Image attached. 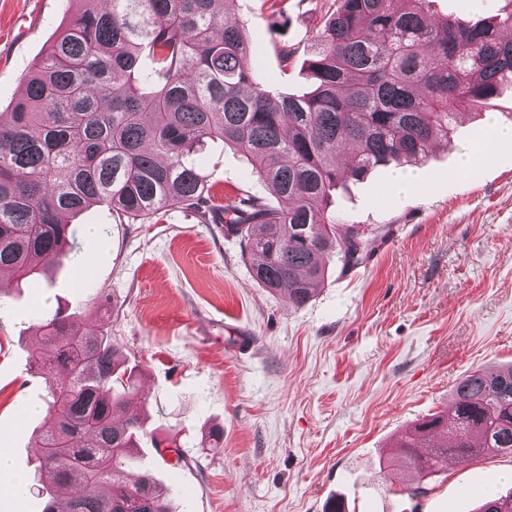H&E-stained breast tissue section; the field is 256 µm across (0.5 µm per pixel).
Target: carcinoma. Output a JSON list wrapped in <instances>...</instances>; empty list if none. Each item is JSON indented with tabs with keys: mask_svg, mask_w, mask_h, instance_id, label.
<instances>
[{
	"mask_svg": "<svg viewBox=\"0 0 512 512\" xmlns=\"http://www.w3.org/2000/svg\"><path fill=\"white\" fill-rule=\"evenodd\" d=\"M69 2L73 18L0 120V278L16 282L42 274L40 256L72 248L68 218L93 205L122 224L176 208L219 215L254 279L302 306L332 254L350 268L366 247L354 224L339 236L332 192L374 167L427 157L460 111L490 109L512 89V40L500 36L512 10L472 23L429 18L427 0H336L308 60L312 89L284 95L254 81L244 28L223 0ZM214 140L247 158L277 204L209 194L189 155ZM39 329L28 362L47 376L52 425L37 448L55 492L42 512H168L153 474L130 473L146 435L133 405L137 365L111 336L60 312ZM438 428L449 445L432 440ZM498 453H512V365L466 375L448 417L412 426L390 451L417 473L412 499L448 458ZM476 512H512V491Z\"/></svg>",
	"mask_w": 512,
	"mask_h": 512,
	"instance_id": "cac0c4a2",
	"label": "carcinoma"
}]
</instances>
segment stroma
Returning <instances> with one entry per match:
<instances>
[{
  "mask_svg": "<svg viewBox=\"0 0 512 512\" xmlns=\"http://www.w3.org/2000/svg\"><path fill=\"white\" fill-rule=\"evenodd\" d=\"M334 9L225 5L245 28L255 81L296 95L310 88L305 61ZM70 11L67 0H0V113ZM495 124L512 125L511 90L490 114L460 117L448 145L417 164L414 190H394L389 167L339 187L330 214L374 236L357 266L332 257L299 308L254 280L238 238L192 212L153 224L119 223L104 205L77 215L75 257L0 301V448L14 470L34 472L47 393L26 348L59 309L89 331L108 323L139 366L141 466L167 488L170 512H324L334 493L348 512H476L492 490H511L510 454L445 465L417 500L401 491L414 472L399 469L393 483L379 462L411 425L447 408L459 379L512 363V149L458 168ZM196 160L216 199L270 195L223 141ZM213 427L224 431L219 447H201ZM155 437L180 445L183 462L158 455Z\"/></svg>",
  "mask_w": 512,
  "mask_h": 512,
  "instance_id": "stroma-1",
  "label": "stroma"
}]
</instances>
